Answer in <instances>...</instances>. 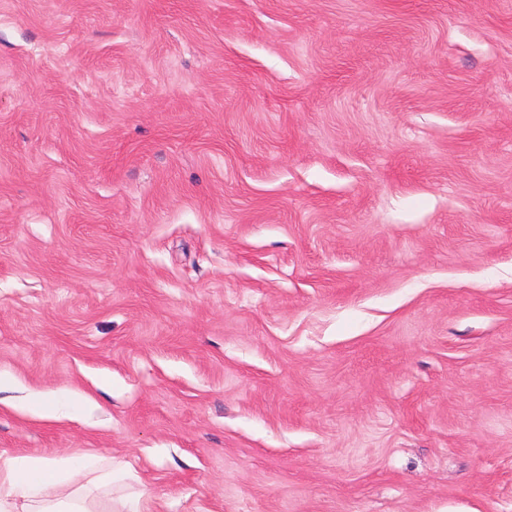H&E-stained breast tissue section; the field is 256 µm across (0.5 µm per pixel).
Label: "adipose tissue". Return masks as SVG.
<instances>
[{
	"label": "adipose tissue",
	"mask_w": 512,
	"mask_h": 512,
	"mask_svg": "<svg viewBox=\"0 0 512 512\" xmlns=\"http://www.w3.org/2000/svg\"><path fill=\"white\" fill-rule=\"evenodd\" d=\"M93 457L0 456V512H93L89 496L56 494L60 484L93 469Z\"/></svg>",
	"instance_id": "obj_1"
}]
</instances>
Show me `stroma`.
I'll return each instance as SVG.
<instances>
[{
    "mask_svg": "<svg viewBox=\"0 0 512 512\" xmlns=\"http://www.w3.org/2000/svg\"><path fill=\"white\" fill-rule=\"evenodd\" d=\"M0 371L105 510L512 512V0H0ZM73 398H53L44 395H33L26 398L19 406L25 414L40 419L55 420L68 417L75 409L76 404Z\"/></svg>",
    "mask_w": 512,
    "mask_h": 512,
    "instance_id": "1",
    "label": "stroma"
}]
</instances>
